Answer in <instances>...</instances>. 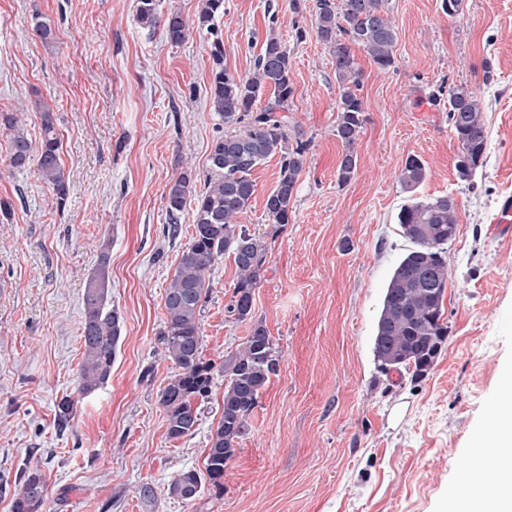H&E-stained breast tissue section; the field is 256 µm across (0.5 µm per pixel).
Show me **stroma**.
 <instances>
[{
    "label": "stroma",
    "instance_id": "35a3bbf8",
    "mask_svg": "<svg viewBox=\"0 0 512 512\" xmlns=\"http://www.w3.org/2000/svg\"><path fill=\"white\" fill-rule=\"evenodd\" d=\"M201 0H159L191 24L171 44L144 28L136 0H0V113L41 139L35 100L56 117L68 197L57 207L36 164L13 168L0 130V482L43 473L48 512H448L462 492L477 434L494 419L502 373L512 367V236L490 234L512 195V0H387L398 31L396 68L364 55L365 122L357 171L336 169L338 86L333 56L316 37L315 0H224L217 25L224 62L252 74L267 34L291 62V134L308 144L293 212L275 227L264 212L279 173L271 157L253 174L240 218L270 236L252 321L229 318L232 256L209 268L201 316L204 360L222 363L262 323L278 352L250 416V432L224 471L186 504L172 479L203 469L224 396L215 373L194 435L172 440L157 394L174 368L162 356L164 295L194 232L191 210L170 220L171 179L191 169L196 187L214 173L211 144L224 122L209 100V36L195 30ZM57 39L42 43L36 20ZM304 36H297V29ZM481 89L486 161L461 181L448 125V87ZM427 168L426 199L453 195L458 235L445 255L448 340L426 377L382 371L373 336L384 288L409 242L397 214L408 156ZM111 239L108 300L123 318L107 384L81 399L66 429L56 410L73 394L81 359L82 297ZM151 495H143V487Z\"/></svg>",
    "mask_w": 512,
    "mask_h": 512
}]
</instances>
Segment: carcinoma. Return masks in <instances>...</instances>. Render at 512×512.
<instances>
[{"mask_svg":"<svg viewBox=\"0 0 512 512\" xmlns=\"http://www.w3.org/2000/svg\"><path fill=\"white\" fill-rule=\"evenodd\" d=\"M386 0H316V35L331 51L339 87L336 138L343 147L337 179L348 183L357 168L355 143L365 116L362 72L354 49L363 50L380 71L395 69V26L386 16ZM137 18L147 28L162 26L172 44L185 41L189 25L178 13L160 18L157 0H136ZM224 16V0H202L197 28L212 36L210 57V104L224 120V134L211 146L209 162L217 178L196 191L190 172L169 183L165 196L169 216L194 202V233L182 252L164 298L165 326L160 332L164 356L175 371L158 392L166 415V433L171 439L191 436L201 416L197 400L209 396L213 374H224L222 412L209 440L204 471L184 470L170 483L169 493L189 504L208 483L224 487V468L235 456L237 445L249 432V419L258 399L276 374L279 360L267 330L260 324L235 351L224 356L220 366L201 356L200 317L208 284L206 273L220 256L232 254L238 272L227 313L237 322L252 319L254 289L264 273L269 245L265 236L238 223L256 192L253 173L271 155L280 154L279 176L265 201L268 220L284 226L293 209V195L303 168L305 144L291 145L288 133V100L292 96L290 57L280 38L270 35L261 47L251 76L242 78L224 66V41L215 21ZM448 122L459 144L455 167L462 181H469L483 166L487 131L480 91L467 85L448 90ZM9 132L10 164L22 168L36 162L52 189L56 204L65 205L68 183L61 168L56 118L41 107L42 136L38 146L12 114H0ZM427 169L410 156L398 180L406 193L425 181ZM404 238L412 248L398 261L385 288L377 319L373 352L383 370L403 368L412 378L425 377L433 367L448 337L444 300L448 288L445 254L456 239L457 205L450 195L426 200L410 199L397 215ZM110 247L100 246L97 264L87 280L82 307V358L76 381L80 395L91 394L107 384L121 337V316L108 302ZM75 400L69 396L57 405V422L64 426L74 415ZM10 494L11 512H46L47 484L38 469H25Z\"/></svg>","mask_w":512,"mask_h":512,"instance_id":"cac0c4a2","label":"carcinoma"}]
</instances>
